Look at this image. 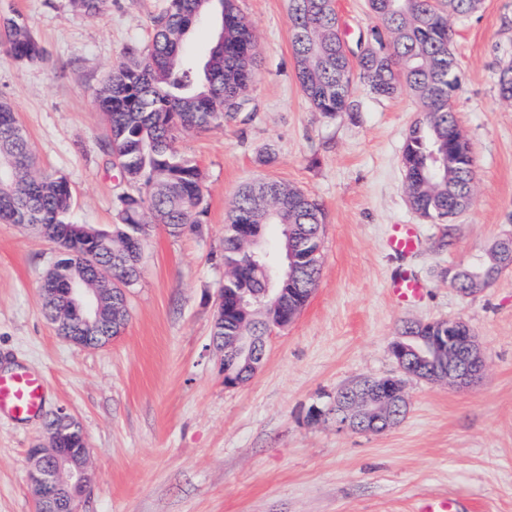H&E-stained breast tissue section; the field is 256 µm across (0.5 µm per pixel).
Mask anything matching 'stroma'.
I'll return each instance as SVG.
<instances>
[{
    "label": "stroma",
    "instance_id": "obj_1",
    "mask_svg": "<svg viewBox=\"0 0 512 512\" xmlns=\"http://www.w3.org/2000/svg\"><path fill=\"white\" fill-rule=\"evenodd\" d=\"M240 5L259 46L253 110L180 143L205 175L199 232L153 231L127 292L125 331L88 350L44 316L52 245L30 227L0 224V370L42 371L46 412L64 408L81 421L96 479L80 512H414L422 497L448 495L465 512H512V270L469 296L445 274L512 235V105L496 87L512 61V0H483L456 25L455 109L476 183L450 225L420 216L403 190L415 97L379 101L359 84L361 111H313L295 75L289 0ZM335 5L348 45L376 23L368 0ZM167 6L108 0L84 15L70 0H0V19L21 16L44 49L42 61L23 65L0 47V99L14 106L40 170L69 181L73 223L115 220L120 176L94 96L128 45L150 42ZM259 178L322 203L321 271L296 320L271 331L263 367L228 386L211 341L224 226L238 190ZM393 224L419 228L408 257L385 247ZM445 235L451 244L439 247ZM403 267L425 288L411 305L386 288ZM449 318L464 319L484 351L473 389L409 378L410 408L395 427L337 428V390L397 375L390 345L403 324ZM46 440L42 417L0 416V512H34L28 451Z\"/></svg>",
    "mask_w": 512,
    "mask_h": 512
}]
</instances>
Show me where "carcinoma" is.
<instances>
[{
	"mask_svg": "<svg viewBox=\"0 0 512 512\" xmlns=\"http://www.w3.org/2000/svg\"><path fill=\"white\" fill-rule=\"evenodd\" d=\"M296 77L311 107L334 115L358 112L356 81L377 99L409 92L421 104L403 150L404 189L415 211L432 220L468 206L476 164L455 153L462 137L456 110L448 107V78L455 73L452 21L474 14L475 0H369L378 20L359 40L374 49L359 60L353 75L332 0H290ZM215 14L216 40L197 63L185 53L193 25ZM146 48L130 46L96 92L95 101L109 128L107 153L122 168L127 189L116 197L117 221L110 228L75 232L68 215L73 197L67 179L35 169L33 149L13 105L0 100V222L44 225L43 237L60 249L57 271L46 282L56 305L69 306L66 288L79 274L100 288L134 286L141 273L136 257L118 265L112 254L134 237L147 240L155 226L172 236L199 230L202 224L203 172L178 142L190 131L224 125L248 111L249 92L258 67L256 37L239 0H169L152 20ZM0 42L21 64L43 58L29 25L9 18L0 25ZM500 100L512 103V66L498 75ZM323 208L304 191L277 180L250 184L237 194L224 229V266L238 282L259 276L236 243V225L286 224L304 250L296 288L304 306L321 267ZM224 319L213 335H233L236 322L233 283L224 282Z\"/></svg>",
	"mask_w": 512,
	"mask_h": 512,
	"instance_id": "obj_1",
	"label": "carcinoma"
}]
</instances>
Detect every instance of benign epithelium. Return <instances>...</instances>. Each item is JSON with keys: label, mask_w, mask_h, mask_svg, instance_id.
<instances>
[{"label": "benign epithelium", "mask_w": 512, "mask_h": 512, "mask_svg": "<svg viewBox=\"0 0 512 512\" xmlns=\"http://www.w3.org/2000/svg\"><path fill=\"white\" fill-rule=\"evenodd\" d=\"M239 239L249 249L257 270L266 287L262 296L273 305L282 304L272 288L273 282L296 276L299 265L298 252L301 243L287 239L286 256H270L264 249L260 230L254 224L238 226ZM492 265L479 272L472 265L448 268V276L455 279L467 276L472 279L477 291L489 286L503 271L512 267V236L499 240L493 247ZM68 298L77 316V321H53L57 333L70 344L83 348L95 340L91 333L102 328L105 318L102 297L85 287L79 280L72 281ZM265 343L259 336L243 332L232 337L225 346L224 382L236 385L244 382V376L254 375L264 358ZM401 373L413 375L421 369L429 370L427 381L444 382L456 389H467L477 383L485 365L484 354L472 331L464 336H439L432 351L425 348L407 354L404 337H399L390 346ZM408 408L405 387L396 377H362L341 388L336 393L335 410L340 415L341 425L352 431L376 432L385 421H392L389 409ZM31 467L29 480L35 489V512H51L52 499L64 496L68 499V512H79V506L88 487L94 480L88 461L87 447L61 448L58 440L51 438L49 446L30 449Z\"/></svg>", "instance_id": "obj_1"}]
</instances>
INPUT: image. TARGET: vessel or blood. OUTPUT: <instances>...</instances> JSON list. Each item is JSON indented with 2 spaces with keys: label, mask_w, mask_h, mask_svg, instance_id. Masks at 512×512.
<instances>
[{
  "label": "vessel or blood",
  "mask_w": 512,
  "mask_h": 512,
  "mask_svg": "<svg viewBox=\"0 0 512 512\" xmlns=\"http://www.w3.org/2000/svg\"><path fill=\"white\" fill-rule=\"evenodd\" d=\"M420 238L415 225L395 224L387 240L389 251L398 257L415 252ZM393 298L401 304L416 300L423 292L422 283L412 274L401 273L390 282ZM47 381L38 372L16 369L0 372V415L13 419H29L39 415L45 406Z\"/></svg>",
  "instance_id": "b4317fda"
}]
</instances>
